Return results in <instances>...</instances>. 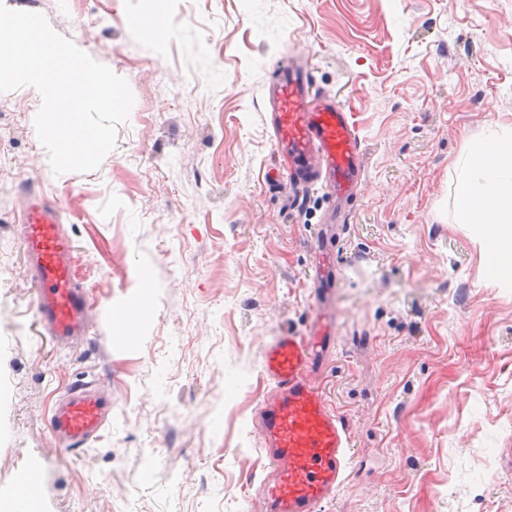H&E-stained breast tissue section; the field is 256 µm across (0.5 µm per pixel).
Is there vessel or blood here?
Segmentation results:
<instances>
[{
	"label": "vessel or blood",
	"instance_id": "1",
	"mask_svg": "<svg viewBox=\"0 0 512 512\" xmlns=\"http://www.w3.org/2000/svg\"><path fill=\"white\" fill-rule=\"evenodd\" d=\"M267 112L274 149L288 160L291 184H318L338 198L357 191L363 154L354 115L317 93L308 67L289 63L279 69ZM61 224L60 209L41 198L29 200L21 215L39 321L55 343L66 344L87 335L90 303L76 280L74 247ZM335 283V264H324L322 282L311 289L315 309L306 333L283 331L264 345L262 373L273 390L258 403L252 429L268 461L259 487L268 512H322L349 480L351 431L315 379L335 347V324L326 312ZM106 421L102 398L75 385L55 402L49 425L62 446L76 452Z\"/></svg>",
	"mask_w": 512,
	"mask_h": 512
}]
</instances>
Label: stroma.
I'll return each instance as SVG.
<instances>
[{
    "mask_svg": "<svg viewBox=\"0 0 512 512\" xmlns=\"http://www.w3.org/2000/svg\"><path fill=\"white\" fill-rule=\"evenodd\" d=\"M5 3L123 77L134 105L98 169L57 176L40 95L0 94V498L28 474L34 512H266L263 347L304 331L333 207L266 175V103L290 50L354 113L364 149L319 376L353 458L322 512H512V282L489 276L454 207L459 160L512 128V0ZM158 10L163 33L142 32ZM33 196L61 210L94 301L69 348L38 320L19 232ZM77 383L112 411L72 454L48 419Z\"/></svg>",
    "mask_w": 512,
    "mask_h": 512,
    "instance_id": "35a3bbf8",
    "label": "stroma"
}]
</instances>
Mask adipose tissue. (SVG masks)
Instances as JSON below:
<instances>
[{"label": "adipose tissue", "instance_id": "adipose-tissue-1", "mask_svg": "<svg viewBox=\"0 0 512 512\" xmlns=\"http://www.w3.org/2000/svg\"><path fill=\"white\" fill-rule=\"evenodd\" d=\"M456 185L460 216L483 230L492 273L512 277V133L473 146Z\"/></svg>", "mask_w": 512, "mask_h": 512}]
</instances>
